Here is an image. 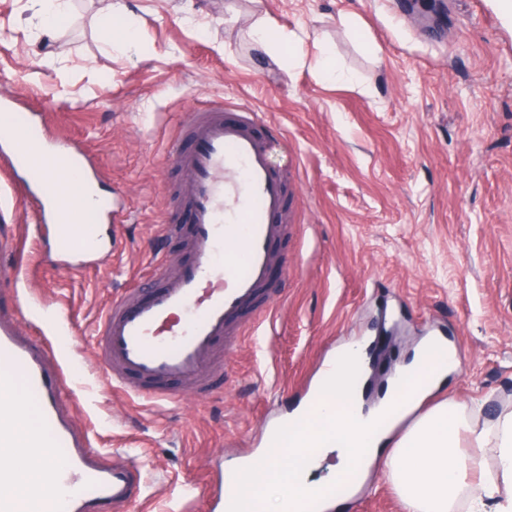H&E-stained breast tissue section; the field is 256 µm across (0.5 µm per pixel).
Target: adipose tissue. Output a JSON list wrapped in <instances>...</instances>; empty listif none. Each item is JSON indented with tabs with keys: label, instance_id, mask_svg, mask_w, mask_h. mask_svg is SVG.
Returning <instances> with one entry per match:
<instances>
[{
	"label": "adipose tissue",
	"instance_id": "ef3b65f1",
	"mask_svg": "<svg viewBox=\"0 0 512 512\" xmlns=\"http://www.w3.org/2000/svg\"><path fill=\"white\" fill-rule=\"evenodd\" d=\"M360 358V344L346 345L317 406L285 421L280 453L261 464L241 512H299L312 484L293 462L298 453L314 458L323 448L337 450L341 476L383 461V477L403 512H512V411L480 428L456 399L422 407L458 365L453 344L434 336L420 340L380 403L370 408L357 386ZM485 448L496 451L494 467L485 464ZM52 481L45 454L24 457L10 486L19 512H51L49 500L32 498L30 491Z\"/></svg>",
	"mask_w": 512,
	"mask_h": 512
}]
</instances>
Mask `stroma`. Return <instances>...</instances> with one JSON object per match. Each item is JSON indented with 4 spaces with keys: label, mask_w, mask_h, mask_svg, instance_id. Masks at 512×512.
Masks as SVG:
<instances>
[{
    "label": "stroma",
    "mask_w": 512,
    "mask_h": 512,
    "mask_svg": "<svg viewBox=\"0 0 512 512\" xmlns=\"http://www.w3.org/2000/svg\"><path fill=\"white\" fill-rule=\"evenodd\" d=\"M134 48L107 45L111 0H70L44 30L31 0H0V99L42 115L53 137L93 159L112 201L98 226L101 269L48 262L24 173L0 166V252L26 274L0 281V306L24 337L51 341L72 426L108 462L135 466L129 512H209L218 472L255 454L288 417L322 360L354 338L379 385L429 332L459 368L426 400L485 402L476 424L512 409V8L438 0L424 25L410 0H124ZM273 20V52L253 25ZM328 46L349 81L315 65ZM226 102L277 133L273 163L294 210L275 245L270 315L224 354V382L180 388L174 402L113 389L96 354L102 313L154 280V259L189 261L187 225L163 239V215L189 185L168 160L187 108ZM347 512H402L372 476Z\"/></svg>",
    "instance_id": "1"
}]
</instances>
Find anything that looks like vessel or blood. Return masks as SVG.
<instances>
[{"mask_svg":"<svg viewBox=\"0 0 512 512\" xmlns=\"http://www.w3.org/2000/svg\"><path fill=\"white\" fill-rule=\"evenodd\" d=\"M257 120L254 112L228 117L220 103L185 113L190 142L174 145L169 158L190 184L192 258L175 269L156 262L154 284L129 292L104 314L96 352L114 387L160 402L172 400L176 385L210 389L242 322L265 313L262 297L276 260L274 243L286 231L287 199L272 163L281 141L257 136ZM0 161L32 175L38 230L51 239L56 258L103 262L101 246L80 222L81 203L61 195L53 178L63 166L86 171L91 160L85 153L52 144L32 114L6 110L0 112ZM60 388L46 350L21 339L0 312V394L15 397L0 410V460L53 449L48 466L59 489L55 512H126L141 495L134 470L107 464L89 437L73 431L60 410ZM30 393L41 399V420L20 443L15 425ZM242 490L240 478L231 476L226 492L213 497L211 512H228Z\"/></svg>","mask_w":512,"mask_h":512,"instance_id":"b4317fda","label":"vessel or blood"}]
</instances>
